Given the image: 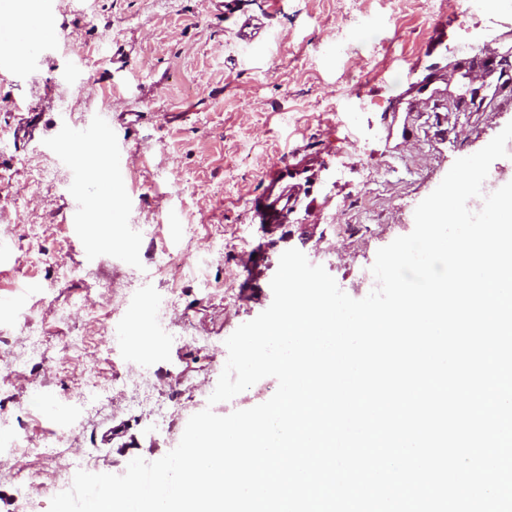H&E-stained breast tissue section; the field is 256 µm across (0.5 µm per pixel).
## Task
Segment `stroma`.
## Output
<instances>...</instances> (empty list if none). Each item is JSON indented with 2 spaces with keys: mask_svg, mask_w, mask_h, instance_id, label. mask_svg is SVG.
<instances>
[{
  "mask_svg": "<svg viewBox=\"0 0 512 512\" xmlns=\"http://www.w3.org/2000/svg\"><path fill=\"white\" fill-rule=\"evenodd\" d=\"M0 9L50 20L70 36L62 54L45 38L0 45V423L38 444L64 430L80 387L106 398L85 413L71 450L48 462L0 458V512L53 496L78 470L120 475L136 457L174 449L204 410L227 361L226 339L266 310L281 254L302 251L350 297L368 295L378 249L414 228L416 206L456 159L512 122L498 94L512 73V9L464 11L462 0H236L215 17L208 0H0ZM260 18L275 40L244 53L240 23ZM490 70L478 88L467 70ZM366 109L355 105L356 99ZM107 112L109 136L89 117ZM97 141L121 166L80 182L66 149ZM61 179L30 187L41 171ZM277 169L293 201L276 224L251 201ZM167 251L207 257L213 284L154 266ZM86 278L56 282L58 267ZM125 301L114 307L109 283ZM85 300L69 319L57 312ZM172 299L152 344L122 326L146 303ZM59 378L33 393L29 363L11 375L30 331ZM77 351L67 352L73 337ZM154 382L140 405L114 389L132 368ZM40 472V490L20 474Z\"/></svg>",
  "mask_w": 512,
  "mask_h": 512,
  "instance_id": "1",
  "label": "stroma"
}]
</instances>
